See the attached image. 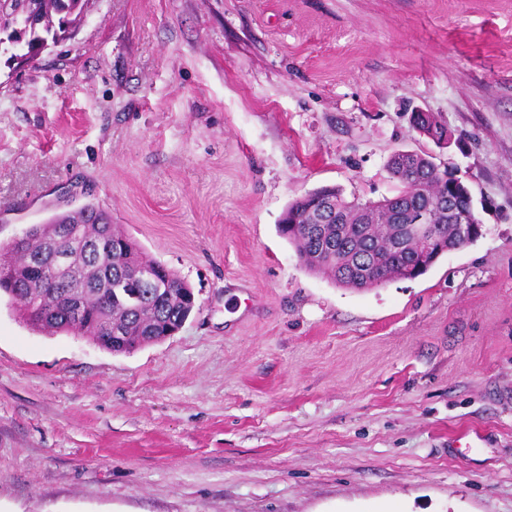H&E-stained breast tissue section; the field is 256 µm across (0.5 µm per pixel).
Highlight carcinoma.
Masks as SVG:
<instances>
[{
  "instance_id": "obj_1",
  "label": "carcinoma",
  "mask_w": 512,
  "mask_h": 512,
  "mask_svg": "<svg viewBox=\"0 0 512 512\" xmlns=\"http://www.w3.org/2000/svg\"><path fill=\"white\" fill-rule=\"evenodd\" d=\"M84 3L80 0H33L30 9L38 24L23 35L21 48L38 60L41 42L66 27L80 22ZM391 178L400 184L390 206L393 214L381 223L384 206L377 202L351 200L344 206L340 223L312 224L327 199L344 200L341 190L325 187L291 202L279 224L280 233L296 248L304 266L327 275L341 287L358 290L380 287L394 279H412L426 273L452 248L460 250L474 242L459 239L458 219L474 217L469 190L448 176L442 183L431 165L420 169L393 168ZM444 198V210L436 214L439 242L429 252L416 242L397 244L400 224L409 206H426L432 189ZM87 216L79 224L70 212L53 216L37 225L22 244L0 248V267L13 274L0 278V291L19 307L23 318L49 333L87 336L116 353L154 344L173 335L192 310L193 291L174 271L149 258L112 223L109 212L92 204L80 207ZM102 237L104 248L95 258L84 253V241ZM57 244L69 253L67 266L52 265L47 245ZM159 265L163 288H147L142 301L129 306L120 301L114 288L142 265ZM79 300L85 315L70 314ZM122 329L126 337L113 341L109 328Z\"/></svg>"
}]
</instances>
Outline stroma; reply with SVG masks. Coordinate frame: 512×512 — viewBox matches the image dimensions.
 <instances>
[{"instance_id":"1","label":"stroma","mask_w":512,"mask_h":512,"mask_svg":"<svg viewBox=\"0 0 512 512\" xmlns=\"http://www.w3.org/2000/svg\"><path fill=\"white\" fill-rule=\"evenodd\" d=\"M399 151L482 236L369 290L309 272L285 209L394 195ZM64 200L196 308L113 354L0 296V512H512V0H90L0 57V244Z\"/></svg>"}]
</instances>
